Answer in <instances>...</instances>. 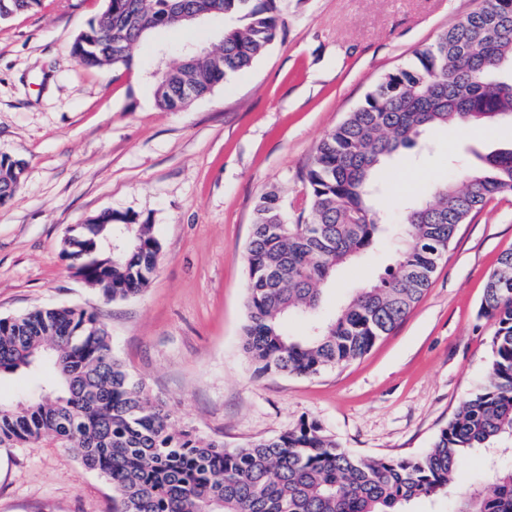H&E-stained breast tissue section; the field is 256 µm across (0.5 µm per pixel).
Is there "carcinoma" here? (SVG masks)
I'll return each instance as SVG.
<instances>
[{"label":"carcinoma","mask_w":512,"mask_h":512,"mask_svg":"<svg viewBox=\"0 0 512 512\" xmlns=\"http://www.w3.org/2000/svg\"><path fill=\"white\" fill-rule=\"evenodd\" d=\"M282 0H105L72 46L89 66L132 65L133 47L161 26L232 16L213 54L151 79L157 106L185 109L250 69L275 40ZM40 0H0V21ZM512 119V0L480 6L441 31L411 63L379 78L362 103L320 141L304 181L310 218L289 223L281 193L254 208L245 248L246 324L242 347L258 376L311 377L346 366L390 335L430 287L459 225L496 195L512 194V148L481 157L430 189L402 200L400 225L376 208L384 158L419 151L422 134L448 125ZM24 163L0 155V206L14 197ZM397 235L393 264L357 289L332 316L321 312L337 270ZM84 282L108 301L142 293L159 262L152 225L104 212L63 242ZM512 250L487 278L480 315L494 322L487 380L468 395L430 448L410 458L351 454L316 421L246 448L178 424L112 351L98 315L41 308L0 318V376L23 370L29 395L0 399V450L48 442L69 448L115 493L113 512H410L448 496L473 448L512 442ZM296 317L305 331L294 334ZM452 512H512V465L459 498Z\"/></svg>","instance_id":"carcinoma-1"}]
</instances>
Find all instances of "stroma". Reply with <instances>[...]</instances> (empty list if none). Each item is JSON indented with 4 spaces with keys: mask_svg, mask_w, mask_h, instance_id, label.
Here are the masks:
<instances>
[{
    "mask_svg": "<svg viewBox=\"0 0 512 512\" xmlns=\"http://www.w3.org/2000/svg\"><path fill=\"white\" fill-rule=\"evenodd\" d=\"M480 0H284V23L247 72L187 109L153 99L148 74L206 46L223 20L154 32L132 68L88 67L76 36L103 0H42L0 22V154L22 160L0 207V317L72 306L97 312L112 350L166 400L182 425L239 448L314 420L352 454L410 457L429 448L484 382L492 321L479 309L487 277L512 250V195L460 225L421 301L361 359L310 378L256 377L242 350L245 246L259 197L276 189L289 218L306 211L302 173L325 134L384 73L410 61ZM417 159L392 155L378 174L383 204L448 180L477 154L512 146V121L435 128ZM104 211L149 221L156 273L139 295L107 301L69 269L71 228ZM392 262L378 245L327 289L334 313ZM492 452L464 458L450 498L413 512H452L485 484ZM0 512H112V488L68 450L0 452Z\"/></svg>",
    "mask_w": 512,
    "mask_h": 512,
    "instance_id": "1",
    "label": "stroma"
}]
</instances>
